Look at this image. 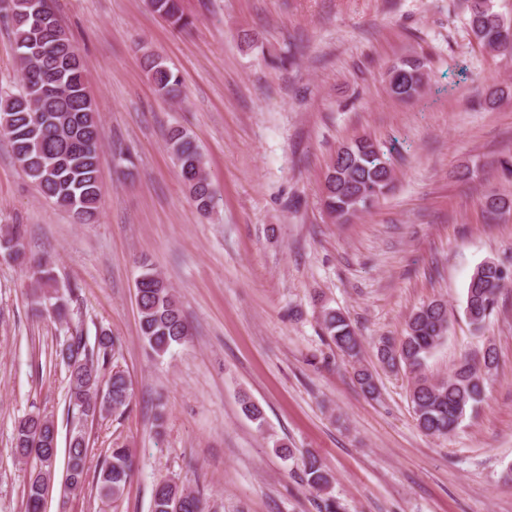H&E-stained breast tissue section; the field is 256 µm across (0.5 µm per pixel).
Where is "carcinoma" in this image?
<instances>
[{"label": "carcinoma", "mask_w": 512, "mask_h": 512, "mask_svg": "<svg viewBox=\"0 0 512 512\" xmlns=\"http://www.w3.org/2000/svg\"><path fill=\"white\" fill-rule=\"evenodd\" d=\"M152 10L184 29L192 21L184 15L180 0H149ZM468 27L479 45L504 56H512V23L495 10L493 0H468ZM22 78L17 92L0 91V132L12 144L16 160L34 181L41 196L72 212L77 224H94L101 196L99 179V116L88 90L84 61L71 35L60 24L52 0H12L10 16ZM424 62L406 57L391 70L390 90L401 98L422 91ZM147 77L160 97H180L178 74L159 57L146 55ZM166 147L176 161L181 181L196 208L208 212L214 194L202 175L203 154L190 133L176 127L169 132ZM393 170L390 157L378 145L362 139L336 153L326 177L325 206L338 219L355 207L365 210L391 189ZM482 207L490 220L512 210V198L490 194ZM21 225L7 227L0 234V248L14 259L25 258L21 249ZM38 287L50 288L34 301V310L62 320L69 314L68 299L52 288L48 264L37 263ZM512 281V266L484 260L473 270L467 288L464 312L476 328L498 306L499 295ZM136 305L140 339L156 356L162 357L175 345L185 343L191 331L172 287L151 264H144L136 280ZM321 325L331 344L343 355L356 359L360 341L344 313L322 306ZM448 329V308L442 301L419 307L409 318L404 336L382 337L376 345L380 364L394 372L413 374L411 402L417 427L431 436L454 431L482 401L485 377L497 369L495 348L488 346L474 357L464 358L446 378L434 379L425 372L427 359L444 339ZM116 341L103 330L96 348L89 350L83 337L68 339L59 351L69 372V404L83 416L117 413L131 402L130 383L125 373L110 365ZM111 367L106 383L101 372ZM360 389L379 394L374 373L366 366L355 368ZM58 430L50 418L22 419L15 434V454L22 464L30 457L49 459L57 455ZM88 442L77 431L68 444L67 474L70 489L81 491L86 481ZM306 483L317 492L328 493L332 477L313 453L303 456ZM128 449L118 446L98 469L96 492L105 499H120L132 476ZM50 468L32 471L25 512H43ZM203 512L200 498L175 481L155 488L152 512Z\"/></svg>", "instance_id": "obj_1"}]
</instances>
